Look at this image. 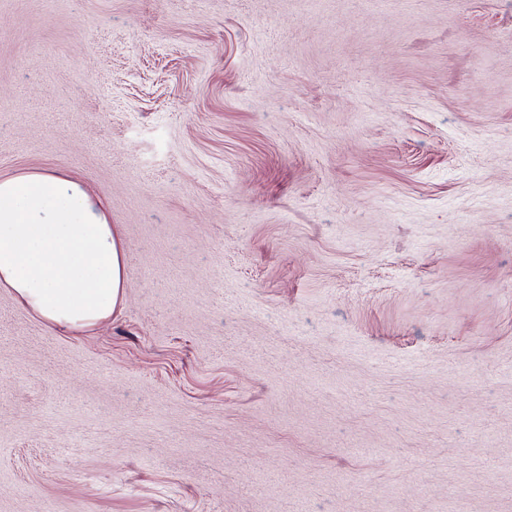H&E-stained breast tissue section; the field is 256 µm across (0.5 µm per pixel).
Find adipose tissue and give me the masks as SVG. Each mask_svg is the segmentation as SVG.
<instances>
[{"mask_svg":"<svg viewBox=\"0 0 512 512\" xmlns=\"http://www.w3.org/2000/svg\"><path fill=\"white\" fill-rule=\"evenodd\" d=\"M125 252L108 214L54 172L0 180V287L46 321L73 328L111 316L124 297Z\"/></svg>","mask_w":512,"mask_h":512,"instance_id":"ef3b65f1","label":"adipose tissue"}]
</instances>
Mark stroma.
Masks as SVG:
<instances>
[{
    "instance_id": "1",
    "label": "stroma",
    "mask_w": 512,
    "mask_h": 512,
    "mask_svg": "<svg viewBox=\"0 0 512 512\" xmlns=\"http://www.w3.org/2000/svg\"><path fill=\"white\" fill-rule=\"evenodd\" d=\"M34 171L126 283L0 288V512H512V0H0Z\"/></svg>"
}]
</instances>
